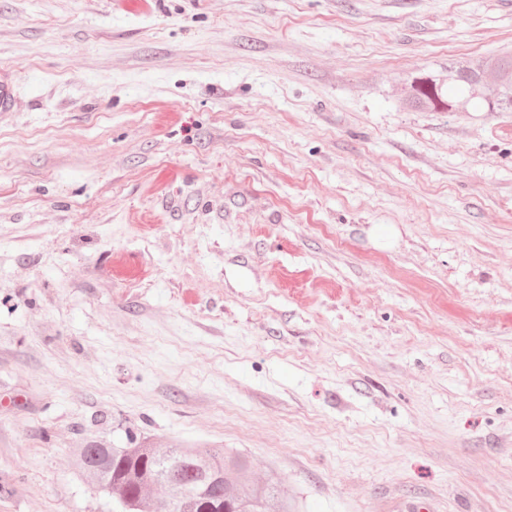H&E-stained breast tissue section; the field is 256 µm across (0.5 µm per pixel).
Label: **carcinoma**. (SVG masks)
I'll return each instance as SVG.
<instances>
[{"label": "carcinoma", "instance_id": "cac0c4a2", "mask_svg": "<svg viewBox=\"0 0 512 512\" xmlns=\"http://www.w3.org/2000/svg\"><path fill=\"white\" fill-rule=\"evenodd\" d=\"M473 101L487 112L512 111V54L414 77L406 96L407 105L426 111L452 105L466 112ZM74 466L122 512H291L277 482L257 480L248 458L217 446L94 442L79 449Z\"/></svg>", "mask_w": 512, "mask_h": 512}]
</instances>
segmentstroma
<instances>
[{"mask_svg": "<svg viewBox=\"0 0 512 512\" xmlns=\"http://www.w3.org/2000/svg\"><path fill=\"white\" fill-rule=\"evenodd\" d=\"M505 50L512 0H0V512H121L71 458L132 434L512 512V112L404 103Z\"/></svg>", "mask_w": 512, "mask_h": 512, "instance_id": "1", "label": "stroma"}]
</instances>
